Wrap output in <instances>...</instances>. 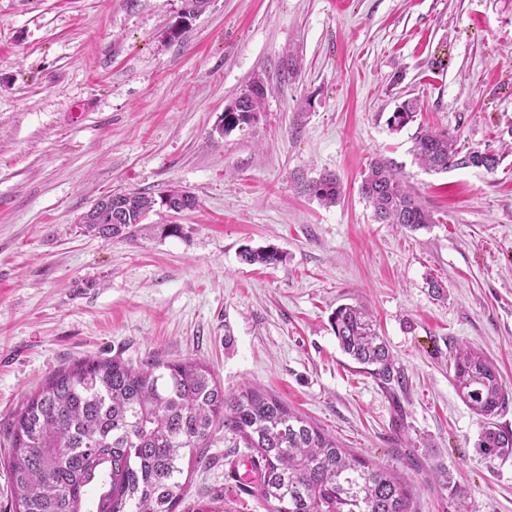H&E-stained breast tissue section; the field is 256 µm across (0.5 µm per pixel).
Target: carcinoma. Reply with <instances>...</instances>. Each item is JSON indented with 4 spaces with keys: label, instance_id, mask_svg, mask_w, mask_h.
<instances>
[{
    "label": "carcinoma",
    "instance_id": "cac0c4a2",
    "mask_svg": "<svg viewBox=\"0 0 512 512\" xmlns=\"http://www.w3.org/2000/svg\"><path fill=\"white\" fill-rule=\"evenodd\" d=\"M267 95L254 78L224 111V130L250 120ZM417 104L405 101L389 125L400 130L413 121ZM414 154L435 172L476 167L492 171L500 158L479 150L461 153L452 133L422 129ZM324 204L337 202L340 181L324 175L304 186ZM375 218L416 231L433 223L397 167L370 161L359 186ZM123 219L83 223L89 234L126 237L156 205L146 192L106 196ZM250 265L282 261L274 247L245 248ZM342 351L391 392L402 384L393 355L369 311L343 304L332 315ZM453 380L467 407L484 423L480 452L512 454V432L494 418L508 393L497 367L483 353L462 347L453 358ZM242 441L257 458L256 491L268 512H410L411 490L392 467L362 458L277 397L253 387L233 394L214 372L194 359L155 361L134 367L120 359H85L49 375L27 397L7 431L11 512H176L186 484L183 461L205 458L215 428ZM441 490L455 512H467L466 493L449 470ZM98 490L95 509L86 508L90 488Z\"/></svg>",
    "mask_w": 512,
    "mask_h": 512
}]
</instances>
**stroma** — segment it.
I'll list each match as a JSON object with an SVG mask.
<instances>
[{
	"label": "stroma",
	"mask_w": 512,
	"mask_h": 512,
	"mask_svg": "<svg viewBox=\"0 0 512 512\" xmlns=\"http://www.w3.org/2000/svg\"><path fill=\"white\" fill-rule=\"evenodd\" d=\"M181 0H0V512L6 428L50 374L85 359L192 358L226 392L265 390L353 453L395 467L412 512H512V455L489 458L453 384L467 346L512 394V0H209L168 37ZM261 112L218 133L255 76ZM414 122L387 120L403 101ZM493 171L436 173L419 128ZM402 172L434 219L377 222L369 162ZM332 174L327 206L303 187ZM191 192L125 239L83 233L101 196ZM283 260L247 265L243 247ZM446 290L432 296L429 279ZM366 307L405 386L383 391L345 355L337 306ZM242 442L216 428L185 470L177 512H267L231 471ZM442 474V481L439 480V487L442 491H448V502H452L455 505L456 510L454 512H467L466 493L462 487L457 484L448 469L440 471Z\"/></svg>",
	"instance_id": "1"
}]
</instances>
